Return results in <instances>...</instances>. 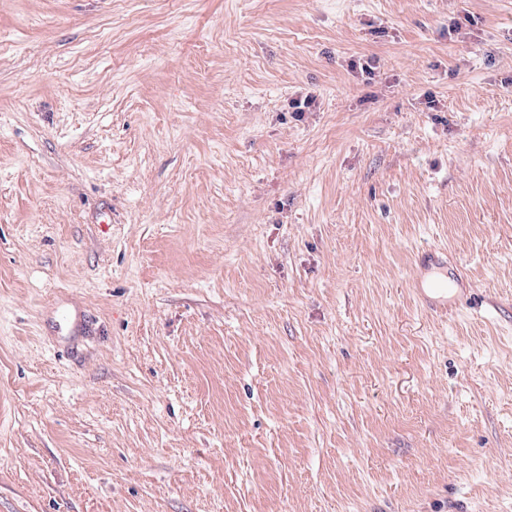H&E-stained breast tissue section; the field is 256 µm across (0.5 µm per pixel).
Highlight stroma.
<instances>
[{"mask_svg":"<svg viewBox=\"0 0 512 512\" xmlns=\"http://www.w3.org/2000/svg\"><path fill=\"white\" fill-rule=\"evenodd\" d=\"M0 512H512V0H0ZM445 281L435 282L427 287L423 277L418 275L415 280L414 288L417 295L422 299L428 309L435 313L448 312V307L455 303L457 297L464 291L463 281L460 277H449L445 274Z\"/></svg>","mask_w":512,"mask_h":512,"instance_id":"obj_1","label":"stroma"}]
</instances>
